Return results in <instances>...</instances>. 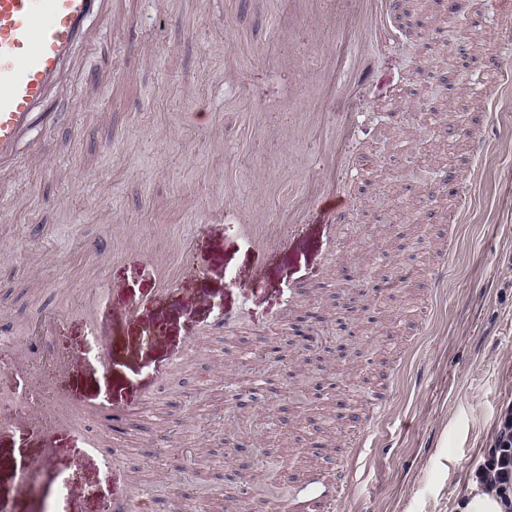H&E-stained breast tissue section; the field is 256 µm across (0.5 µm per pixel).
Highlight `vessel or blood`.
I'll return each instance as SVG.
<instances>
[{
	"label": "vessel or blood",
	"instance_id": "obj_1",
	"mask_svg": "<svg viewBox=\"0 0 512 512\" xmlns=\"http://www.w3.org/2000/svg\"><path fill=\"white\" fill-rule=\"evenodd\" d=\"M293 0L295 7L280 23L281 37L304 21L327 27L331 33L347 36V43L327 53L325 62L336 55L355 54L364 43L377 44L385 37L386 18L397 9L399 0ZM112 0H0V180L16 174L32 160L22 151L27 138L36 130L55 125L60 115L47 111L48 102L68 95L69 79L76 66L80 47L90 45V22L109 15ZM504 44L512 43V0H492ZM314 83L327 106L343 99L342 112L336 115V134L325 140L319 155L318 175L303 195L288 208L283 224H265L254 213H246L248 235L258 249L285 245L305 220L309 204H317L330 220L344 216L340 195L342 176L350 151L356 116L353 89L356 74L352 67L340 65L338 71L316 74ZM24 416L16 427L37 426L43 431L59 425V417L43 407L38 396L27 398ZM112 512H147L146 497L134 495L120 466H113Z\"/></svg>",
	"mask_w": 512,
	"mask_h": 512
}]
</instances>
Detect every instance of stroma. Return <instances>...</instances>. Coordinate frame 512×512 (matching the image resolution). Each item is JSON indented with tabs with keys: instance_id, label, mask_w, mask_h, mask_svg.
<instances>
[{
	"instance_id": "35a3bbf8",
	"label": "stroma",
	"mask_w": 512,
	"mask_h": 512,
	"mask_svg": "<svg viewBox=\"0 0 512 512\" xmlns=\"http://www.w3.org/2000/svg\"><path fill=\"white\" fill-rule=\"evenodd\" d=\"M485 3L467 0L481 21L468 30L449 24L446 0H401L388 45L360 60L347 223L328 227L311 209L287 247L264 256L238 213L277 222L316 176L317 138L334 118L307 100L303 77L331 33L303 23L279 41L289 0H114L112 17L92 21L73 100L35 134L43 163L0 181V369L83 355L104 328L111 370L49 371L43 401L57 405L64 390L111 416L57 429L60 459L41 465L26 499L14 471L40 462L42 443L0 428V504L45 512L66 477L89 490L91 512H111V473L76 469L100 441L148 491L151 512H224L228 488L248 512H271L256 505L271 463L297 489L290 512H318L333 467L350 480L346 512H457L512 403V86L472 92L489 58L512 71V50ZM298 111L316 118L292 142ZM473 133L489 142L475 175L463 165ZM454 168L472 197L456 224L452 190L425 197ZM159 256L179 271L168 292ZM367 263L373 285L351 286ZM131 300L141 303L132 316ZM226 314L232 328L217 329ZM148 325L166 342L145 345ZM247 351L267 378L292 371L280 393L254 402ZM379 391L388 408L366 446L347 450Z\"/></svg>"
}]
</instances>
